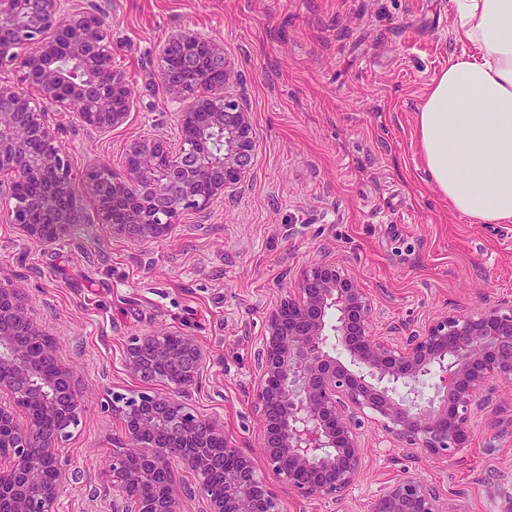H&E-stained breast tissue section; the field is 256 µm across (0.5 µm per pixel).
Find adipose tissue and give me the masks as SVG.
<instances>
[{
	"label": "adipose tissue",
	"mask_w": 512,
	"mask_h": 512,
	"mask_svg": "<svg viewBox=\"0 0 512 512\" xmlns=\"http://www.w3.org/2000/svg\"><path fill=\"white\" fill-rule=\"evenodd\" d=\"M467 51L432 80L413 140L431 182L475 224L512 223V0H448Z\"/></svg>",
	"instance_id": "adipose-tissue-1"
}]
</instances>
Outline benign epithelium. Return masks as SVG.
I'll use <instances>...</instances> for the list:
<instances>
[{
    "label": "benign epithelium",
    "mask_w": 512,
    "mask_h": 512,
    "mask_svg": "<svg viewBox=\"0 0 512 512\" xmlns=\"http://www.w3.org/2000/svg\"><path fill=\"white\" fill-rule=\"evenodd\" d=\"M62 3L0 0V66L17 65L41 92L35 99L0 85V198L13 202L11 223L42 245L66 222L35 223L31 215L72 192L52 116L75 112L108 131L127 121L132 105L124 75L112 67L104 21L67 16ZM158 69L171 101L190 100L176 113V134L182 141L190 130L192 142L137 138L126 147L123 175L98 169L89 178L102 223L141 239L163 235L185 210L205 213L244 178L254 151L247 113L224 94L233 72L221 43L177 30L162 46ZM371 315L363 289L326 260L304 268L294 291L267 315L254 353L253 398L269 477L224 437L222 424L188 403L206 360L193 338L180 334L171 342L162 332L134 339L128 369L147 382H167L182 399L112 395L124 422L106 484L113 512H180L181 498L198 493L208 512H285L272 477L334 505L362 466L357 429L364 416L430 454L466 447L474 418L496 406L498 384L512 381V307L446 314L416 328L398 326L386 338L371 334ZM331 336L339 358L326 349ZM432 376L434 391L425 397L419 384ZM0 389L13 397L0 405V447L9 449L0 455V512H58L72 470L57 448L79 421L82 392L9 283L0 284ZM175 464L193 471L198 485L176 486ZM147 481L149 494L142 491ZM369 512H448V504L437 486L405 474L381 490Z\"/></svg>",
    "instance_id": "benign-epithelium-1"
}]
</instances>
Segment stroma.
<instances>
[{"label":"stroma","mask_w":512,"mask_h":512,"mask_svg":"<svg viewBox=\"0 0 512 512\" xmlns=\"http://www.w3.org/2000/svg\"><path fill=\"white\" fill-rule=\"evenodd\" d=\"M68 2L74 13H105L112 63L133 106L125 125L104 134L75 113L55 117L80 223L43 246L0 205V282L23 290L31 319L83 393L79 424L59 447L74 473L61 512H112L104 473L123 433L121 416L106 408L113 394L169 390L128 370L132 338L172 331L207 352L190 403L220 419L261 468L253 357L267 311L287 298L300 269L336 259L369 297L377 336L400 323L512 305V223L475 224L451 211L412 144L414 113L435 72L464 48L448 0ZM185 26L222 41L236 74L225 94L249 116L254 162L206 223L187 210L167 234L139 240L101 223L86 173L104 166L121 174L130 141L170 136L177 106L158 48ZM499 395L495 419L474 423L466 448L450 457L387 449L382 427L363 421L362 467L343 503L275 488L287 512H367L408 471L436 485L450 512H506L512 383Z\"/></svg>","instance_id":"stroma-1"}]
</instances>
